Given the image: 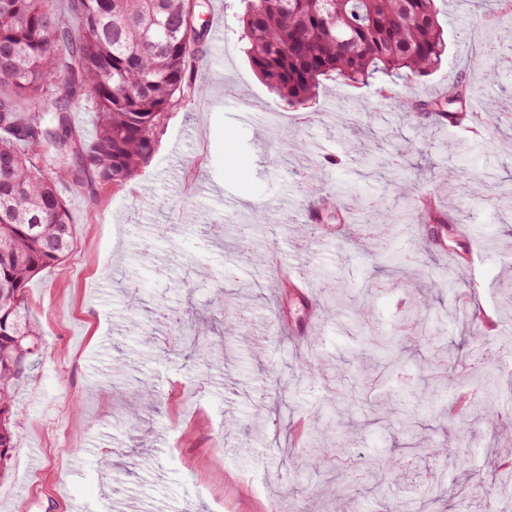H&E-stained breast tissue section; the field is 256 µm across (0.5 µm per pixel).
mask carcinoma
Here are the masks:
<instances>
[{
    "label": "carcinoma",
    "instance_id": "1",
    "mask_svg": "<svg viewBox=\"0 0 512 512\" xmlns=\"http://www.w3.org/2000/svg\"><path fill=\"white\" fill-rule=\"evenodd\" d=\"M0 0V470L15 448L17 389L31 357L40 351L38 327L28 317L26 287L47 268L59 265L73 244L67 200L60 185L80 186L86 172L119 189L127 186L154 153V132L165 112L192 89L189 69L201 32V0ZM242 36L258 78L295 107L308 105L325 80L364 82L378 74H396L407 94L402 106L426 110L442 119L486 121V114L465 107L467 89L455 84L437 103L416 95L417 81L432 72L447 53L439 23L438 0H239ZM505 55L499 45L483 53L474 83L495 79ZM84 104L96 116L87 141L71 125L70 112ZM50 112V123L44 114ZM364 164L389 174L397 195L422 224L436 219L429 199L402 175L401 154L376 153ZM450 184L467 181L471 196L491 202L485 182L448 170ZM359 237L362 247L384 256L398 228L391 211L378 209ZM326 319L345 320L365 339L369 356L393 360L394 336L360 310L350 314L346 288L324 282ZM425 296L404 309L401 325L414 339L427 335L430 308ZM488 354L475 358L471 396L483 415L500 420L498 435L512 444V420L504 417L512 391L504 393ZM432 390L417 395L431 402L454 382L451 360L437 358L427 368ZM336 406L350 410L362 400L368 378L335 376ZM455 436L432 454L455 458L468 434L466 420L453 419ZM306 447L313 457L342 461L344 447L325 431ZM396 483L398 475L380 455L371 457L360 480Z\"/></svg>",
    "mask_w": 512,
    "mask_h": 512
}]
</instances>
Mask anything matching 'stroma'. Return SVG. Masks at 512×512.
Returning a JSON list of instances; mask_svg holds the SVG:
<instances>
[{"mask_svg": "<svg viewBox=\"0 0 512 512\" xmlns=\"http://www.w3.org/2000/svg\"><path fill=\"white\" fill-rule=\"evenodd\" d=\"M224 35L205 31L191 72L208 85L205 98L184 95L156 132L155 151L122 189L64 188L74 245L64 261L27 285L30 315L42 334L38 363L20 387V421L9 470L0 478V512H328L327 485L313 486L289 464L283 448L289 424L307 434L338 432L350 446L347 466L385 454L404 475L403 487L375 497L360 484L349 502L360 512L382 506L393 512L399 496L421 497L426 484L450 493L426 512H479L476 485L493 482L507 445L493 438L495 423L471 410L461 465L416 457L393 425L390 412L374 416L369 405L348 415L315 418L310 409L327 400L319 379L302 380L301 365L354 366L363 344L351 330L328 320L320 285L329 276L357 288L388 283L371 311L385 329H399V310L411 294L432 299V346L402 335V367L423 366L430 347L465 358L479 335L478 320L461 315L463 303L498 322L512 336V73L481 85L471 102L479 111L493 101L496 115L484 125L438 126L404 112L399 100L380 96V82H325L312 108L293 111L258 79L240 40L238 0H212ZM440 21L448 29L442 66L422 77V98L442 96L449 84L469 81L482 42L512 41V15L495 0H450ZM296 132L301 148L278 157L281 136ZM404 150L405 174L419 194L437 200L451 220L477 228L470 244L444 233V245L424 235L416 221L401 225L387 259L355 244L357 225L369 215L364 201L397 213L409 205L388 178L355 162L364 150ZM321 167L317 195L305 175ZM480 177L496 190L490 205L449 187L448 169ZM345 187L342 214L322 207L310 220L314 199ZM287 209H280V202ZM269 219L260 229L253 212ZM249 240L287 264L299 291L278 292L277 268L255 276L239 244ZM478 250L470 266L479 286L471 294L442 288L450 269L443 247ZM223 295L224 307L213 299ZM245 311L250 324L225 335L221 364L191 352L178 331L194 319L221 332L225 310ZM321 332L314 347L305 340ZM154 387L140 402L131 427L116 415L136 402L113 388L110 369ZM266 406L262 435H248L257 407Z\"/></svg>", "mask_w": 512, "mask_h": 512, "instance_id": "1", "label": "stroma"}]
</instances>
